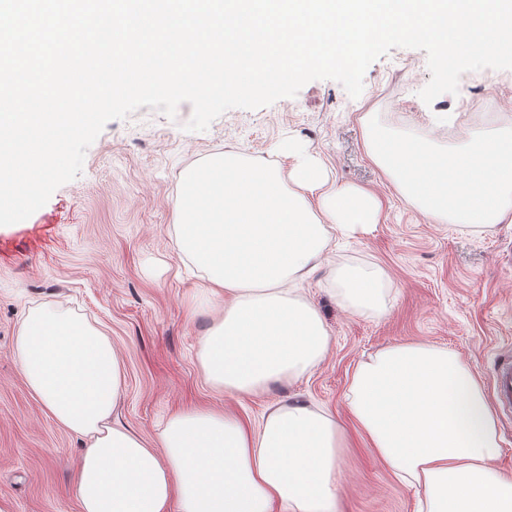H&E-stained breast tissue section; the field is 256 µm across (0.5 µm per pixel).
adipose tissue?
Masks as SVG:
<instances>
[{
  "label": "adipose tissue",
  "instance_id": "adipose-tissue-1",
  "mask_svg": "<svg viewBox=\"0 0 512 512\" xmlns=\"http://www.w3.org/2000/svg\"><path fill=\"white\" fill-rule=\"evenodd\" d=\"M289 169L224 152L187 170L173 205L176 245L216 298L199 362L216 390L243 397L294 380L325 359L318 312L294 299L327 247V228L379 223L383 203L331 183L325 166L289 145ZM333 294L369 315L390 290L375 267L341 272ZM17 360L45 414L84 444L73 494L80 512H341L337 458L344 431L331 414L290 398L259 422L195 407L172 414L158 448L116 427L123 364L112 340L58 303L33 308ZM356 432L418 512H512V475L496 461L495 419L460 356L424 342L389 346L361 363L350 387Z\"/></svg>",
  "mask_w": 512,
  "mask_h": 512
}]
</instances>
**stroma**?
<instances>
[{
    "instance_id": "35a3bbf8",
    "label": "stroma",
    "mask_w": 512,
    "mask_h": 512,
    "mask_svg": "<svg viewBox=\"0 0 512 512\" xmlns=\"http://www.w3.org/2000/svg\"><path fill=\"white\" fill-rule=\"evenodd\" d=\"M425 51L396 48L375 60L351 98L333 80H314L292 98L233 108L203 132L141 107L106 124L86 151L81 175L57 188L28 219L0 226V506L7 512H80L73 481L83 445L48 417L15 355L16 330L34 307L57 302L102 329L118 349L125 388L119 423L147 442L172 414L192 406L260 419L271 402L298 394L348 430L338 456L342 512H415L413 489L395 481L352 429L348 395L358 365L382 348L426 342L457 353L492 394L498 356L512 347V223L437 224L407 203L370 159L365 115L425 129L458 147L499 117L512 128V70L461 76L457 94L425 104ZM295 140L342 184L375 193L380 223L345 236L328 230L320 267L295 296L320 314L330 337L324 362L296 380L242 399L206 383L199 361L204 312L217 303L204 274L175 247L172 205L183 173L211 155L238 150L287 165L280 144ZM55 214L59 223L44 224ZM374 266L390 279L382 316L340 305L336 274Z\"/></svg>"
}]
</instances>
